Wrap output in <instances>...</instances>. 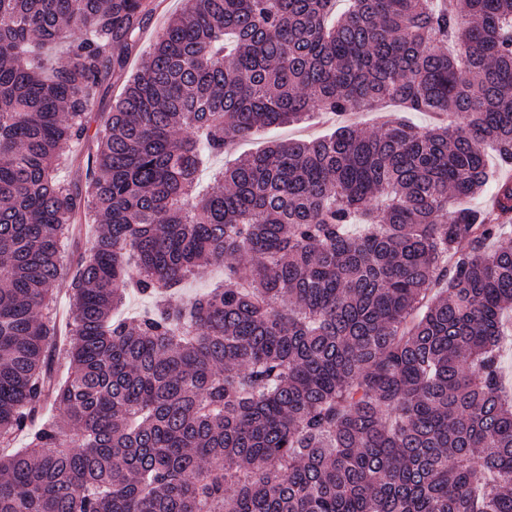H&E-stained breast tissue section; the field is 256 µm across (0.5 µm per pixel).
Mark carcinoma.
<instances>
[{
  "mask_svg": "<svg viewBox=\"0 0 512 512\" xmlns=\"http://www.w3.org/2000/svg\"><path fill=\"white\" fill-rule=\"evenodd\" d=\"M183 2L127 77L152 0H0V512H512V181L470 205L512 166V0ZM380 118L377 112H359L353 115L338 117L335 122L322 124L317 120L302 124L295 127L270 128L256 135L253 139L237 142L231 150L232 152H249L254 151L258 147L264 145L267 141L281 140L285 141L289 138H315L325 133L331 127L329 125L339 121H346L363 131L370 132L375 129ZM79 250L68 246L66 249V257L63 261V271L62 278L56 283V294L58 295L57 303H56V317L57 320L63 321L67 314L68 309V276L73 270V263L77 259ZM224 277V269L212 267L209 269L208 274L197 281H193L186 288L183 289L181 299L184 303H189L207 288H210L214 283L220 281Z\"/></svg>",
  "mask_w": 512,
  "mask_h": 512,
  "instance_id": "cac0c4a2",
  "label": "carcinoma"
}]
</instances>
